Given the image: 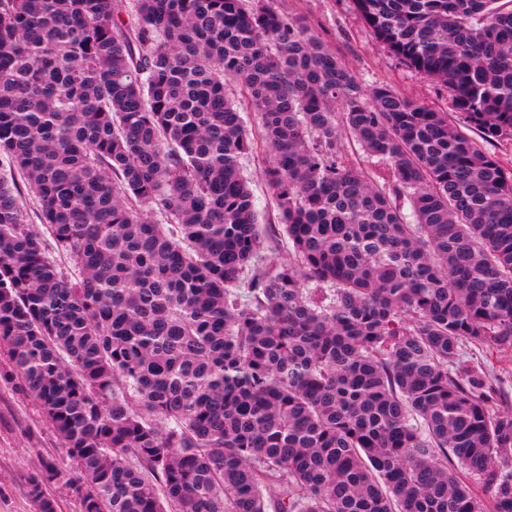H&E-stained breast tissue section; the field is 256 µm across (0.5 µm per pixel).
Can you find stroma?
<instances>
[{
  "label": "stroma",
  "mask_w": 512,
  "mask_h": 512,
  "mask_svg": "<svg viewBox=\"0 0 512 512\" xmlns=\"http://www.w3.org/2000/svg\"><path fill=\"white\" fill-rule=\"evenodd\" d=\"M278 4L301 18L360 79L390 86L438 111H450L448 94L440 83L385 49L361 20L353 0H278ZM266 158L264 151H257L245 161L244 172L264 222L271 224L275 212L264 175ZM46 462L62 469L67 466L54 430L35 401L0 381V512H34L28 490Z\"/></svg>",
  "instance_id": "1"
}]
</instances>
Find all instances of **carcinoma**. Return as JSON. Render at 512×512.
Segmentation results:
<instances>
[{"instance_id": "cac0c4a2", "label": "carcinoma", "mask_w": 512, "mask_h": 512, "mask_svg": "<svg viewBox=\"0 0 512 512\" xmlns=\"http://www.w3.org/2000/svg\"><path fill=\"white\" fill-rule=\"evenodd\" d=\"M355 2L512 137V0ZM0 163V351L68 458L36 512L59 477L81 512H479L471 478L512 512V397L465 356L512 347V163L448 113L274 0H0ZM266 158L267 153L259 146L257 152L244 162V172L250 182L256 206L263 217V222L278 224L275 219L271 190L264 175Z\"/></svg>"}]
</instances>
